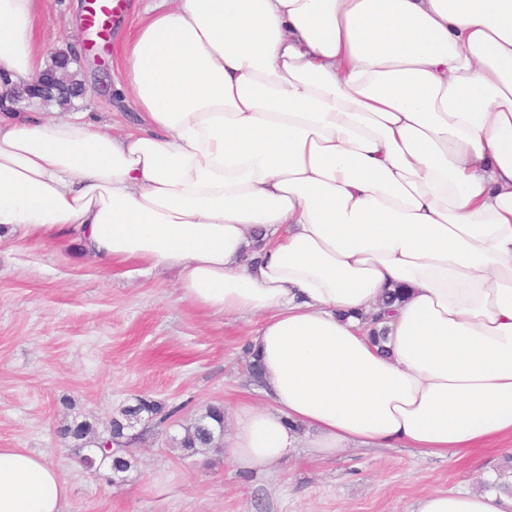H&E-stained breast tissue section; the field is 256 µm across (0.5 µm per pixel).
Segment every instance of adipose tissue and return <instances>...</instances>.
<instances>
[{"mask_svg":"<svg viewBox=\"0 0 512 512\" xmlns=\"http://www.w3.org/2000/svg\"><path fill=\"white\" fill-rule=\"evenodd\" d=\"M36 6L0 0V92L46 68ZM125 61L124 135L0 116V242L170 270L180 299L257 319L270 404L238 407L236 469L512 442V0H147ZM67 496L0 448V512ZM414 512H512V491Z\"/></svg>","mask_w":512,"mask_h":512,"instance_id":"1","label":"adipose tissue"}]
</instances>
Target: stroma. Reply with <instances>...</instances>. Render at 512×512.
<instances>
[{
	"label": "stroma",
	"mask_w": 512,
	"mask_h": 512,
	"mask_svg": "<svg viewBox=\"0 0 512 512\" xmlns=\"http://www.w3.org/2000/svg\"><path fill=\"white\" fill-rule=\"evenodd\" d=\"M143 0H124L112 17L108 50L85 40L88 0H40L35 28L54 52L81 46L86 85L75 109L122 133L136 109L122 100L120 46ZM255 322L208 314L179 300L173 273L102 267L75 244L17 240L0 245V447L44 454L68 486L67 512H412L428 491L477 489L498 470L504 449L439 458L412 448H351L327 460L297 450L276 465L236 470L223 452L181 457L170 439L207 405L232 414L265 404L248 372ZM147 396L174 418L137 430L133 465L120 483L84 469L67 427L109 429L113 417Z\"/></svg>",
	"instance_id": "stroma-1"
}]
</instances>
